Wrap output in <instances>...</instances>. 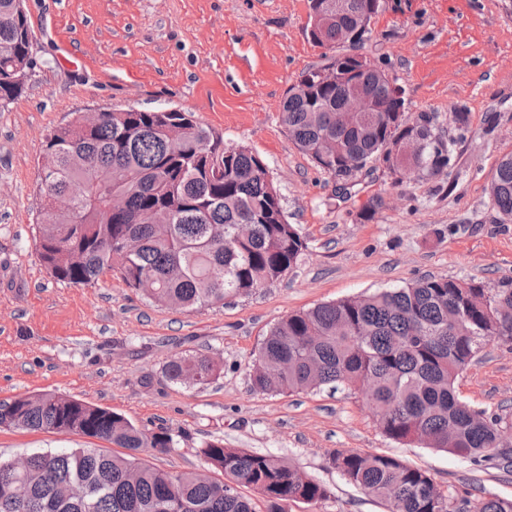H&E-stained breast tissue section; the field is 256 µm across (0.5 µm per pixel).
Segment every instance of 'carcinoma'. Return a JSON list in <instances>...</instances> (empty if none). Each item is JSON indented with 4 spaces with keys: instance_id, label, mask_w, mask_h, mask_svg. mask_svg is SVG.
<instances>
[{
    "instance_id": "1",
    "label": "carcinoma",
    "mask_w": 512,
    "mask_h": 512,
    "mask_svg": "<svg viewBox=\"0 0 512 512\" xmlns=\"http://www.w3.org/2000/svg\"><path fill=\"white\" fill-rule=\"evenodd\" d=\"M367 2L339 0L340 13L311 37L329 53L288 87L281 122L301 152L346 183L357 175L346 166L349 158L433 177L452 166L455 140L445 138L433 115L413 116L404 97L385 95L384 65L375 64L356 87L318 82L332 55L358 51L372 33L369 19L353 43H339ZM31 54V23L21 0H0L1 105L22 94ZM356 90L381 98V110L342 123L340 111ZM172 123L186 130L180 143L168 137ZM415 135L424 142L422 152L397 160L393 147ZM42 161L47 178L37 189L43 198L82 186L71 211L59 213L46 202L37 218V256L58 282L93 285L111 271L159 303L222 306L286 276L306 249L265 162L245 146L224 144L190 111L114 108L90 127L77 114L46 136ZM489 194L511 222L512 154L499 161ZM242 224L251 225L250 234H239ZM128 240L136 250H121ZM478 296L486 303L477 304ZM494 341L512 343V281L491 288L427 277L285 316L258 347L253 387L267 394L324 386L359 391L371 378L375 386L366 400L386 437L405 444L422 436L428 447L471 463L499 456L512 467L511 454L496 452L502 418L472 409L455 390L458 375ZM216 372L204 354L175 353L164 365L166 379L181 385L205 384ZM0 427L70 433L124 449L33 452L23 474L0 458V489L21 484L28 495L24 506L0 498V512H254L242 487L262 497L266 512H288L291 502L327 496L322 484L302 482L283 458L218 440L205 442L201 454L224 480L171 473L149 460L174 447L167 430L148 432L121 414L52 392L1 401ZM330 464L352 485L387 501L389 512H470L469 493L441 491L426 471L394 457L339 450ZM474 508L512 512V499L493 496Z\"/></svg>"
}]
</instances>
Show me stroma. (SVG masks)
Listing matches in <instances>:
<instances>
[{"label":"stroma","instance_id":"35a3bbf8","mask_svg":"<svg viewBox=\"0 0 512 512\" xmlns=\"http://www.w3.org/2000/svg\"><path fill=\"white\" fill-rule=\"evenodd\" d=\"M33 67L24 92L0 106V401L55 392L112 409L175 446L154 462L203 470L201 445L285 458L327 498L288 512H389L329 461L368 451L426 470L472 500L512 498V472L384 436L361 394L327 388L261 394L254 354L270 328L314 305L400 288L429 276L512 280V223L489 195L512 153V0H383L361 53L387 63L405 109L463 107L456 162L427 180L359 173L347 192L293 144L280 120L286 89L323 50L305 34L308 0H24ZM102 107L194 112L197 122L266 163L307 248L262 292L191 311L163 306L116 275L88 286L54 280L34 246L38 169L46 135L72 113ZM218 360L219 378L169 382L175 353ZM470 407L512 424V345L492 342L456 380ZM101 440L0 428V457L101 447Z\"/></svg>","mask_w":512,"mask_h":512}]
</instances>
